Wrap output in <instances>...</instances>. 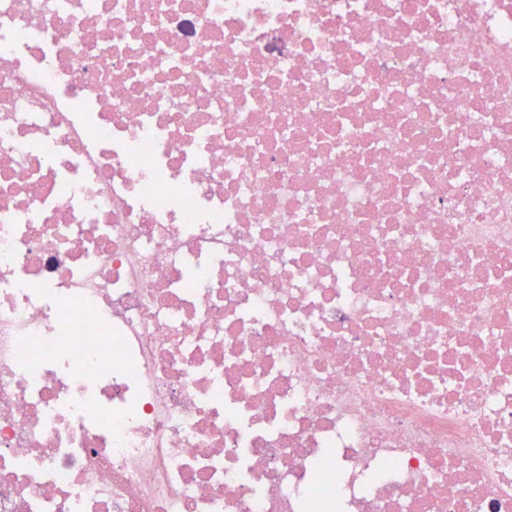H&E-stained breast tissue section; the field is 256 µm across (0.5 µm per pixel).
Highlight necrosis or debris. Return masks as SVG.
<instances>
[{
	"label": "necrosis or debris",
	"instance_id": "4bbe7bcc",
	"mask_svg": "<svg viewBox=\"0 0 512 512\" xmlns=\"http://www.w3.org/2000/svg\"><path fill=\"white\" fill-rule=\"evenodd\" d=\"M0 512H512V0H0Z\"/></svg>",
	"mask_w": 512,
	"mask_h": 512
}]
</instances>
